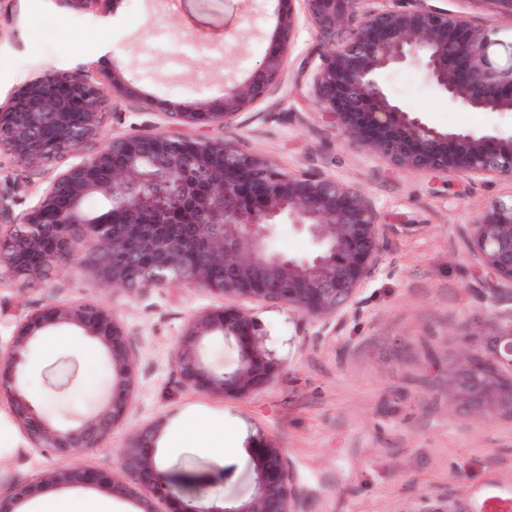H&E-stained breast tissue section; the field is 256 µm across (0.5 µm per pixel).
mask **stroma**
<instances>
[{"label":"stroma","instance_id":"stroma-1","mask_svg":"<svg viewBox=\"0 0 512 512\" xmlns=\"http://www.w3.org/2000/svg\"><path fill=\"white\" fill-rule=\"evenodd\" d=\"M452 7L474 27L512 42L511 14L476 0H454ZM274 23L272 4L253 8L248 0H180L173 11L165 0H107L94 12L75 11L66 0H0V101L49 67L103 72L118 65L140 96H113L103 135L136 132L162 124L158 103L219 100L225 75L247 73ZM317 30L303 17L283 83L235 117L226 133L281 171L317 170L369 196L383 230V258L336 335H322L320 322L288 306L243 302L261 346L279 364L273 381L246 400L189 392L177 382L176 345L188 317L220 306V298L185 286L99 289L63 263L39 283L0 279V345H8L17 321L52 304L112 309L137 354L139 388L126 422L104 447L75 462L116 470V452L131 433L166 419L158 469L192 505L247 495L253 450L265 435L286 452L302 512H408L422 494L450 488L479 512L486 495L512 494V415L498 411L478 420L450 402L448 361L464 335L485 328L494 311V283L476 276L479 259L463 231L492 199L512 192V180L435 182L391 168L343 138L320 114L311 84L320 49L347 42L352 27L325 37ZM229 31L241 38L227 51ZM386 84L440 126L512 124L491 112L454 119L414 66L391 73ZM65 167L62 161L32 167L1 155L0 197L22 216ZM32 361L30 400L64 419L83 411L107 375L103 358L82 336L52 349L37 343ZM190 417L223 425V460L192 441L170 447ZM0 434L11 445L0 456L1 493L61 466V459L30 446L4 404Z\"/></svg>","mask_w":512,"mask_h":512}]
</instances>
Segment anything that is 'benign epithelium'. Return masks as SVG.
<instances>
[{"mask_svg": "<svg viewBox=\"0 0 512 512\" xmlns=\"http://www.w3.org/2000/svg\"><path fill=\"white\" fill-rule=\"evenodd\" d=\"M275 25L264 54L242 79L224 78L215 103L196 99L163 107L164 124L114 135L95 153L110 94L136 97L122 72L49 68L0 104V152L31 166L66 158L37 202L14 219L0 198V278L39 281L71 263L107 289L183 285L223 299L190 315L176 348L180 385L213 397L247 398L278 369L256 344L249 314L235 300L286 305L337 332L382 260V229L368 195L320 172L284 173L243 151L219 131L283 78L301 10L320 30L354 21L352 38L321 54L312 93L321 113L346 139L389 165L462 176L472 181L512 177V131L449 129L433 123L387 90L385 76L410 63L451 110L512 114V44L505 62L492 59L494 33L472 26L433 0H403L354 19L352 0H275ZM288 221L306 234L302 255L275 251L270 241ZM465 238L478 256L477 274L512 284V193L487 206ZM511 309L493 314L466 335L448 366V396L478 417L512 413V293L490 298ZM67 328L93 340L108 369L89 411L67 424L41 414L22 379L39 336ZM213 336L239 347L224 372L201 356ZM139 386L137 357L122 320L98 303L55 304L19 320L0 349V402L6 401L31 447L61 459L99 448L123 425ZM166 420L136 429L119 449L116 474L76 465L55 467L0 494V512L46 489L95 487L136 504V512H300L284 448L269 437L255 447L247 495L222 506L185 503L158 471L153 450ZM407 512H472L456 491L421 495Z\"/></svg>", "mask_w": 512, "mask_h": 512, "instance_id": "1", "label": "benign epithelium"}]
</instances>
